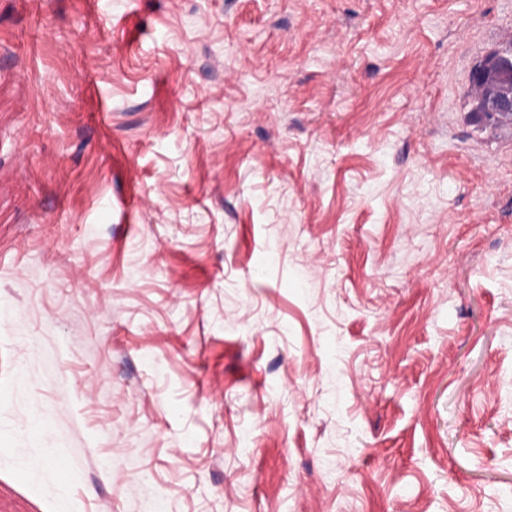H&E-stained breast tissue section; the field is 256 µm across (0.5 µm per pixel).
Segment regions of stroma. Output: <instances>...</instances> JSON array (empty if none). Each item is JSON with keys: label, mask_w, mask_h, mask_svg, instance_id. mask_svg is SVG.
I'll return each mask as SVG.
<instances>
[{"label": "stroma", "mask_w": 512, "mask_h": 512, "mask_svg": "<svg viewBox=\"0 0 512 512\" xmlns=\"http://www.w3.org/2000/svg\"><path fill=\"white\" fill-rule=\"evenodd\" d=\"M512 0H0V512H512ZM510 62L511 58L509 63L505 64L498 52H490L474 71V81L473 78L471 81L470 112L484 124L485 129L495 130L506 120L488 123L484 116L488 121L495 122L512 115V67ZM474 83L480 89H485L489 84L494 86L493 92H484V116L482 100L474 89Z\"/></svg>", "instance_id": "obj_1"}]
</instances>
